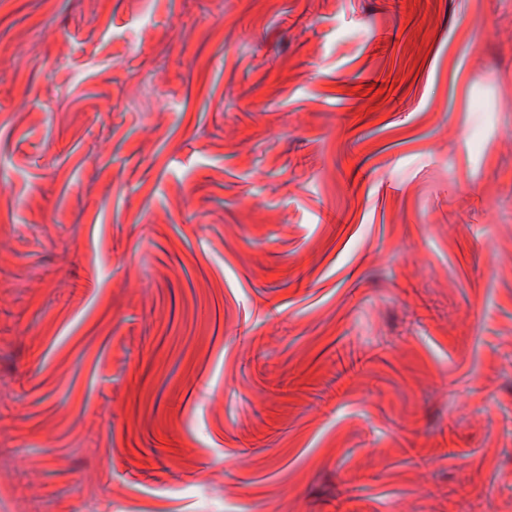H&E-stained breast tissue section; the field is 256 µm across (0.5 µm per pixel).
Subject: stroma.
Listing matches in <instances>:
<instances>
[{
    "mask_svg": "<svg viewBox=\"0 0 512 512\" xmlns=\"http://www.w3.org/2000/svg\"><path fill=\"white\" fill-rule=\"evenodd\" d=\"M0 512H512V0H0Z\"/></svg>",
    "mask_w": 512,
    "mask_h": 512,
    "instance_id": "35a3bbf8",
    "label": "stroma"
}]
</instances>
